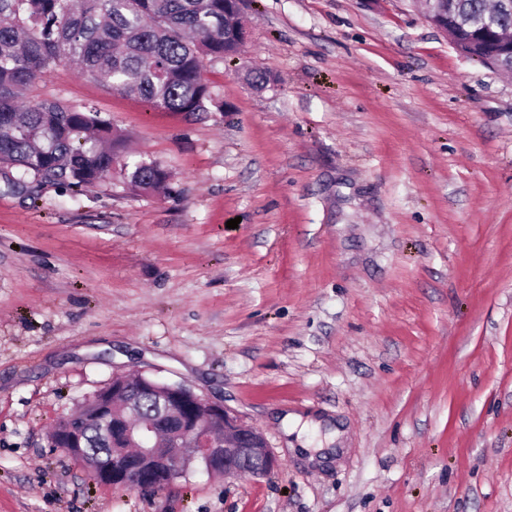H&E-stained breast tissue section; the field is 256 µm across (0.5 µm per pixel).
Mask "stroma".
Segmentation results:
<instances>
[{"mask_svg":"<svg viewBox=\"0 0 512 512\" xmlns=\"http://www.w3.org/2000/svg\"><path fill=\"white\" fill-rule=\"evenodd\" d=\"M243 18L240 52L204 61L223 111L66 60L24 95L96 109L170 179L0 178V512H512V76L413 0ZM134 368L235 410L279 468L94 484L47 435ZM291 411L339 425L341 451H285Z\"/></svg>","mask_w":512,"mask_h":512,"instance_id":"obj_1","label":"stroma"}]
</instances>
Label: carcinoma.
<instances>
[{"mask_svg": "<svg viewBox=\"0 0 512 512\" xmlns=\"http://www.w3.org/2000/svg\"><path fill=\"white\" fill-rule=\"evenodd\" d=\"M488 0H446L439 21L468 58L512 67L496 55L481 20ZM224 0H0V164L17 173L12 183L81 187L112 170L124 139L100 114L55 100L28 104L23 92L63 60L115 91L137 95L174 112L218 109L202 78L207 56L239 50ZM122 167L135 189L161 191L168 175L140 160Z\"/></svg>", "mask_w": 512, "mask_h": 512, "instance_id": "1", "label": "carcinoma"}]
</instances>
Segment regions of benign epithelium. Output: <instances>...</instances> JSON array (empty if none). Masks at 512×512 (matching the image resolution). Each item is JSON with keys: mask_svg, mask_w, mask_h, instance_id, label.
<instances>
[{"mask_svg": "<svg viewBox=\"0 0 512 512\" xmlns=\"http://www.w3.org/2000/svg\"><path fill=\"white\" fill-rule=\"evenodd\" d=\"M145 393L158 413L135 424L127 415L138 412ZM85 404L93 407L89 420L97 427L100 447H86L83 431L76 428L54 430L48 442L80 461L97 485L152 493L197 468L226 478H262L279 467L258 429L184 382H160L135 370L113 377L112 385Z\"/></svg>", "mask_w": 512, "mask_h": 512, "instance_id": "benign-epithelium-1", "label": "benign epithelium"}]
</instances>
